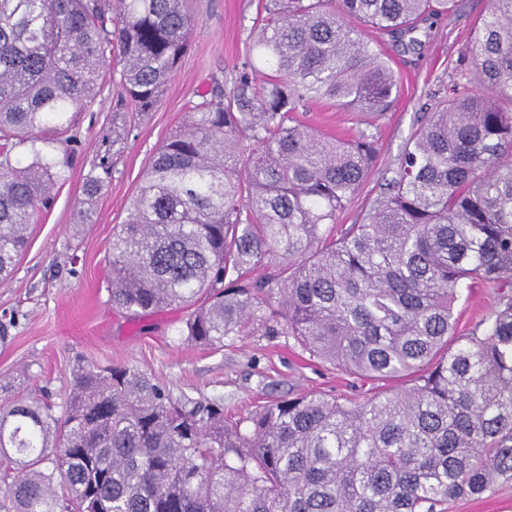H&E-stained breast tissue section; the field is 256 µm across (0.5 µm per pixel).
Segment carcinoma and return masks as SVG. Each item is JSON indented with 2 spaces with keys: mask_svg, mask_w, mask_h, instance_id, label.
I'll return each mask as SVG.
<instances>
[{
  "mask_svg": "<svg viewBox=\"0 0 512 512\" xmlns=\"http://www.w3.org/2000/svg\"><path fill=\"white\" fill-rule=\"evenodd\" d=\"M455 0H270L233 88L212 80L153 155L108 250L112 307L189 310L214 349L281 325L310 356L403 391L308 393L229 422L125 365L79 364L56 405L0 406V512H437L512 477V0H487L450 96L407 139L359 224L336 231L374 160L371 136L326 139L303 100L378 114L396 82L365 41ZM186 0H0V279L53 202L72 114L123 61L112 143L152 111L188 50ZM271 62L276 73L259 67ZM60 144L63 156L35 149ZM102 162L85 175L91 219ZM272 273L255 278V267ZM500 289L482 334L453 345L466 282Z\"/></svg>",
  "mask_w": 512,
  "mask_h": 512,
  "instance_id": "cac0c4a2",
  "label": "carcinoma"
}]
</instances>
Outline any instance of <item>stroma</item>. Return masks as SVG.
<instances>
[{"label": "stroma", "mask_w": 512, "mask_h": 512, "mask_svg": "<svg viewBox=\"0 0 512 512\" xmlns=\"http://www.w3.org/2000/svg\"><path fill=\"white\" fill-rule=\"evenodd\" d=\"M266 2L191 0L190 49L154 110L132 119L122 144L112 142V112L121 92L116 80L106 81L91 111L78 114L73 133L79 146L66 177L56 186L50 208L37 213L13 276L0 283V328L7 330L0 341V384L12 385L10 392L0 391V401L35 395L61 403L73 367L87 362L135 367L158 378L177 398L222 400L225 414L234 418L279 396L318 391L362 401L381 391V383L345 376L310 359L293 337L269 334L260 325L215 350L184 342L186 310L131 318L111 304L113 227L127 220L152 155L186 122L188 101L214 79L232 89L249 61L248 44ZM485 8L486 0H459L456 10L420 25L411 39L374 34L398 87L395 103L383 115L343 109L326 98L299 105L300 120L322 136L346 138L363 129L375 141L372 168L359 194L339 213L338 224L360 223L373 206L418 121L458 81ZM103 158L111 162L112 175L86 224L80 209L84 178ZM494 309L491 289L480 284L462 289L455 305L458 336L483 332ZM444 512H512V478H500L482 495L448 502Z\"/></svg>", "instance_id": "obj_1"}]
</instances>
